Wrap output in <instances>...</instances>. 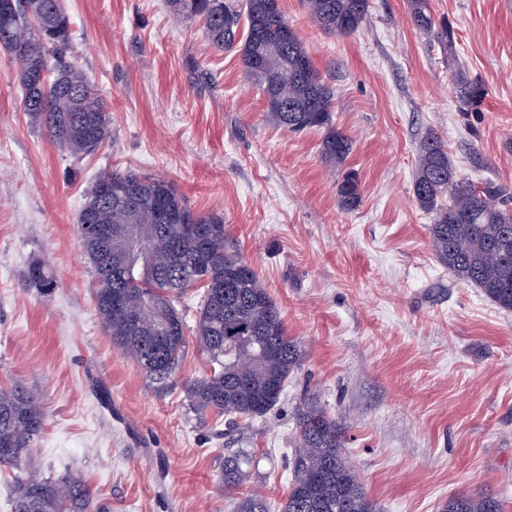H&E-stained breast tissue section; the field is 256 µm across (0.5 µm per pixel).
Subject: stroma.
<instances>
[{
    "label": "stroma",
    "instance_id": "obj_1",
    "mask_svg": "<svg viewBox=\"0 0 512 512\" xmlns=\"http://www.w3.org/2000/svg\"><path fill=\"white\" fill-rule=\"evenodd\" d=\"M74 56L106 99L110 138L84 157L53 146L21 110L0 48V387L22 384L45 423L22 472L79 478L112 512H233L224 451L253 454V489L279 508L292 479L296 413L316 398L347 430L344 454L381 512H440L489 492L512 512V312L434 257L413 196L415 148L442 136L460 173L512 192V0H432L452 46L420 33L407 0H371L366 26L331 34L302 0H280L353 141L329 169L317 131L266 117L237 50H215L166 0H62ZM487 94L463 112L451 76ZM172 182L191 209L224 217L304 350L277 405L228 433L185 381L146 378L101 326L79 237L86 192L105 170ZM358 177L345 209L338 186ZM51 288L27 281L31 266ZM341 205L345 208H354L360 202V189L355 173L346 172L338 187Z\"/></svg>",
    "mask_w": 512,
    "mask_h": 512
}]
</instances>
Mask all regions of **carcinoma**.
Returning a JSON list of instances; mask_svg holds the SVG:
<instances>
[{
    "label": "carcinoma",
    "instance_id": "obj_1",
    "mask_svg": "<svg viewBox=\"0 0 512 512\" xmlns=\"http://www.w3.org/2000/svg\"><path fill=\"white\" fill-rule=\"evenodd\" d=\"M0 9V47L20 57L22 107L31 122L45 128L60 150L72 155L93 152L110 136L107 103L87 72L73 61L72 28L53 0H13ZM312 21L329 33L352 35L368 20L370 0H303ZM178 20L199 18L207 38L219 50L237 48L247 77L261 89L269 119L294 134L323 133L321 155L329 165L343 164L351 139L334 124L335 92L314 68L298 34L288 25L277 0H168ZM412 24L434 34L431 0H408ZM459 102L478 105L484 86L454 74ZM413 194L418 207L432 215L428 225L436 260L452 275L482 292L497 307L512 311V197L492 183L479 184L459 174L445 141L435 132L416 144ZM112 186L107 201L102 187ZM341 205L360 202L355 173L338 187ZM182 216L181 224H160L155 204ZM128 226L143 247L131 253L121 238L112 246L88 244L86 256L96 281L98 317L119 350L143 352L156 365L139 362L146 377L163 383L176 372L188 348L185 322L175 302L194 286L203 288L194 342L209 369L189 380L184 391L200 413L214 412L229 422L262 417L272 410L303 359L300 343L288 335L280 310L256 273L228 243L224 218L196 214L175 186L131 170L101 172L86 194L79 219ZM191 224H214L212 258L195 262L198 243ZM121 294L134 319L112 310ZM39 400L15 384L0 388V464L22 468L44 426ZM298 448L293 477L280 512H379L356 470L342 452L345 427L314 400L297 410ZM252 458L243 448L224 456V491L234 493L250 482ZM69 494L62 496L59 488ZM11 512H106L89 488L76 479L25 476L17 481ZM235 512H269L265 497L249 493ZM441 512H503L491 493L459 494Z\"/></svg>",
    "mask_w": 512,
    "mask_h": 512
}]
</instances>
